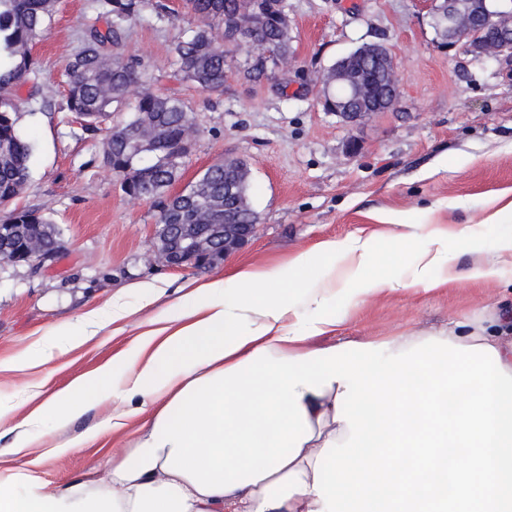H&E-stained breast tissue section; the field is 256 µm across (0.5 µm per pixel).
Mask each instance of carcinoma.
Returning a JSON list of instances; mask_svg holds the SVG:
<instances>
[{"instance_id":"1","label":"carcinoma","mask_w":512,"mask_h":512,"mask_svg":"<svg viewBox=\"0 0 512 512\" xmlns=\"http://www.w3.org/2000/svg\"><path fill=\"white\" fill-rule=\"evenodd\" d=\"M143 0H91L90 7L105 28L85 30L81 45L68 56L65 98L69 111L85 129L106 118L111 110L130 109L129 117L105 142L103 162L119 178L124 193L154 199L160 224H222L224 209L232 208L241 224L258 216L250 201L249 171L240 176V193L224 198V162L199 174L181 193L169 189L181 176L197 132L195 119L184 102L152 88V77L141 61L125 55L126 35L139 15ZM265 14L251 17L248 0H183L186 12L198 19L172 49L179 80L208 93L224 92L229 64L241 41L224 40L217 31L224 22L246 25L244 36L265 42L273 59L269 65L244 57L237 72L261 82L288 66L291 36L283 15L288 0H263ZM57 0H0V204L20 196L30 179L32 148L16 123L17 92L29 87L28 98L43 105L58 95L56 86L39 79L32 50L56 11ZM3 224H44L54 239L59 232L46 215L15 208Z\"/></svg>"}]
</instances>
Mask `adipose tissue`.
<instances>
[{
	"instance_id": "ef3b65f1",
	"label": "adipose tissue",
	"mask_w": 512,
	"mask_h": 512,
	"mask_svg": "<svg viewBox=\"0 0 512 512\" xmlns=\"http://www.w3.org/2000/svg\"><path fill=\"white\" fill-rule=\"evenodd\" d=\"M407 230L424 240L411 269L413 285L437 287L432 272L447 269L451 234L436 224H411ZM317 256L328 260V274L321 284H307L303 302H296L285 287ZM374 260V237L327 239L312 249L242 266L228 278L192 287L182 297L181 314L161 311L154 328L139 334L132 348L62 389L29 393L25 401L30 409L14 425L13 453L26 452L40 461L54 456V449L36 448L27 437L29 429L40 427L59 409L77 415L90 403L113 399L127 402L129 409L108 418V429L117 433L128 421L138 420L134 444L143 446L165 408L189 382L234 366L263 347L276 358L310 353V339L336 327L335 320L322 314L331 298L342 296L355 308L374 294L400 289L401 281L371 275ZM445 338L462 346L495 348L502 368L512 374V346L503 340L498 321L473 326L458 322ZM344 389V382L336 381L323 393H304L300 404L311 439L295 460L256 483L222 494L199 493L187 477L164 470L171 452L166 445L157 452L158 465L135 478L120 479L117 470L123 460L115 456L53 493L37 484L20 492L12 480L0 479V512H321L324 503L314 490V467L325 443L343 441L349 432L346 421L335 417V400Z\"/></svg>"
}]
</instances>
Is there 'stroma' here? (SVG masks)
Here are the masks:
<instances>
[{
    "instance_id": "stroma-1",
    "label": "stroma",
    "mask_w": 512,
    "mask_h": 512,
    "mask_svg": "<svg viewBox=\"0 0 512 512\" xmlns=\"http://www.w3.org/2000/svg\"><path fill=\"white\" fill-rule=\"evenodd\" d=\"M153 4L128 31L126 52L144 56L155 88L178 96L197 125L193 148L173 192L227 156L245 159L258 231L241 250L204 267L169 268L153 252L158 207L127 196L102 163L111 123L85 131L60 101L44 106L19 92L17 125L33 151L30 180L14 207L49 216L60 231V257L51 268L0 264V357L23 352L35 331H44L43 366L0 372V404L16 403L43 384L58 389L129 347L159 311H177L187 284L231 275L239 266L285 258L326 239L380 235L374 275L407 279L418 242L393 239L390 222L471 225L465 245L448 242V265L458 280L429 290L410 286L370 298L355 309L343 301L323 313L335 330L316 344H379L414 339L479 314L512 321V265L494 282L471 278L483 249L512 232V62L478 59L457 46L435 44L421 0H288L293 56L287 71L259 84L231 76L223 94H207L174 79L171 48L195 20L182 0ZM95 21L87 0H59L48 30L34 49L42 81L61 84L68 52ZM391 51L401 98L357 129L346 127L320 102L321 74L335 59L364 43ZM496 223H489V216ZM120 302L133 316L77 343L82 314ZM70 323L69 336L50 328ZM121 401L92 405L73 419L32 430L33 438L61 447L57 457L29 468L16 481L25 490L37 481L53 492L81 477L98 460L122 452L108 437L73 447V440L100 428Z\"/></svg>"
}]
</instances>
